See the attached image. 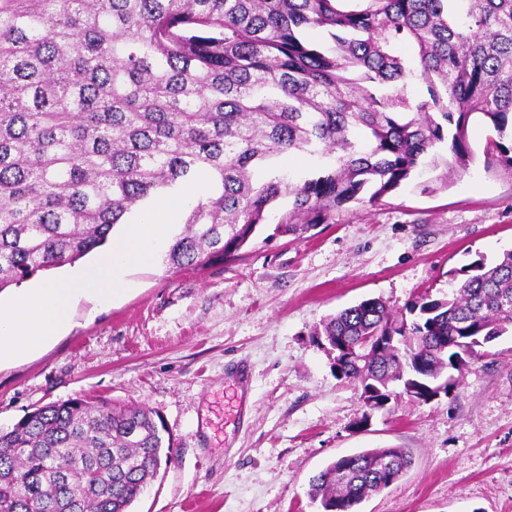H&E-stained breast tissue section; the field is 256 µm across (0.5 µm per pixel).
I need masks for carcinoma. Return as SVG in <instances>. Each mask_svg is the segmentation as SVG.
Returning a JSON list of instances; mask_svg holds the SVG:
<instances>
[{"label": "carcinoma", "instance_id": "cac0c4a2", "mask_svg": "<svg viewBox=\"0 0 512 512\" xmlns=\"http://www.w3.org/2000/svg\"><path fill=\"white\" fill-rule=\"evenodd\" d=\"M474 114L512 170V0H0V291L77 262L203 175L175 269L237 256L272 219L300 238L416 173L441 167L446 188L473 159ZM464 272L408 303L410 322L379 299L323 319L332 347L403 337L341 376L422 389L464 375L512 334V249ZM173 448L144 406H39L0 428V512H131ZM410 465L405 448L342 456L310 497L355 512Z\"/></svg>", "mask_w": 512, "mask_h": 512}]
</instances>
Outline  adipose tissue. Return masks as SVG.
<instances>
[{
    "instance_id": "ef3b65f1",
    "label": "adipose tissue",
    "mask_w": 512,
    "mask_h": 512,
    "mask_svg": "<svg viewBox=\"0 0 512 512\" xmlns=\"http://www.w3.org/2000/svg\"><path fill=\"white\" fill-rule=\"evenodd\" d=\"M206 187L201 179L193 196L157 203L147 218L128 225L122 237L112 240L92 266L42 279L19 292L0 293V361L38 350L58 335L69 322L75 297L91 295L109 303L125 289V271L152 260L181 208L204 195Z\"/></svg>"
}]
</instances>
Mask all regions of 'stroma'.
Masks as SVG:
<instances>
[{"label":"stroma","instance_id":"stroma-1","mask_svg":"<svg viewBox=\"0 0 512 512\" xmlns=\"http://www.w3.org/2000/svg\"><path fill=\"white\" fill-rule=\"evenodd\" d=\"M472 116L474 161L447 188L411 180L303 238L264 225L232 260L129 270L103 305L78 298L40 351L0 365V427L57 400L106 397L159 414L174 460L133 512H318L311 478L337 457L405 448L412 464L359 512H512V335L450 396L392 399L364 428L361 390L337 377L320 321L367 298L394 310L446 294L456 271L512 249V172ZM246 362L247 386L232 366Z\"/></svg>","mask_w":512,"mask_h":512}]
</instances>
